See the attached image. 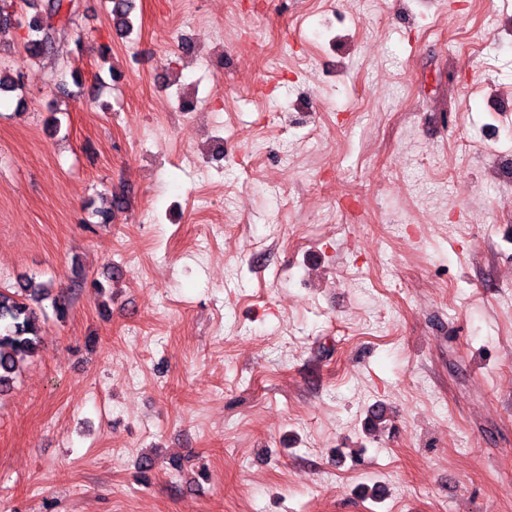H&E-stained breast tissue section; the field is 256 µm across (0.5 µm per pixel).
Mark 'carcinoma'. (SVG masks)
Here are the masks:
<instances>
[{
	"label": "carcinoma",
	"instance_id": "cac0c4a2",
	"mask_svg": "<svg viewBox=\"0 0 512 512\" xmlns=\"http://www.w3.org/2000/svg\"><path fill=\"white\" fill-rule=\"evenodd\" d=\"M24 4L32 10L24 50L36 62L49 57L56 38L67 30L65 24L56 21L62 0H24ZM130 9V0H111L109 14L125 33L132 30ZM45 300L51 301L56 319L67 317L69 302L65 297L52 294L32 279L19 281L16 288L0 289V395L11 388L24 361L39 353L44 345Z\"/></svg>",
	"mask_w": 512,
	"mask_h": 512
}]
</instances>
